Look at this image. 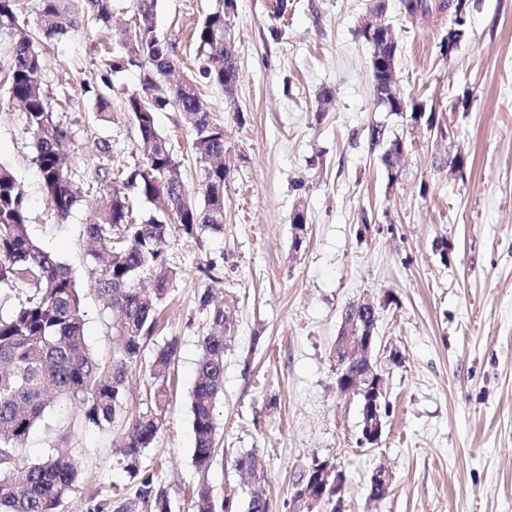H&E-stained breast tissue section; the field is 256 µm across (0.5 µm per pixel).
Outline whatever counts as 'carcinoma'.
Here are the masks:
<instances>
[{
  "label": "carcinoma",
  "mask_w": 512,
  "mask_h": 512,
  "mask_svg": "<svg viewBox=\"0 0 512 512\" xmlns=\"http://www.w3.org/2000/svg\"><path fill=\"white\" fill-rule=\"evenodd\" d=\"M21 0H0V34L20 28ZM91 16L103 23L112 19V0H86ZM156 0H139L134 34L116 32L120 51L105 60L117 72L129 67L143 70L142 89L128 96L125 110L135 120L147 148L143 165L125 171L110 167L90 174L68 148V132L57 120L41 82L45 58L41 42L78 27L69 0H39L35 29L11 43L4 82L9 98L20 103L27 128L36 142V165L42 187L61 220L85 199L97 201L96 221L83 231L85 253L100 262L96 294L109 309L120 313V327L112 337V359L94 355L85 340V310L72 269L35 244L29 233L30 213L12 171L0 165V299L16 300L11 312L0 314V512H58L64 499L76 492L77 458L82 449L62 440L37 463L21 460L18 449L46 409L59 398L82 404L88 427L120 430L115 448L118 461L136 480L132 497L103 496L95 491L80 497V512H170L167 489L153 471L141 468L140 457L152 447L163 424L165 381L177 340L158 347L150 365L156 387L154 407L130 414L123 400L128 368L136 365L159 325L162 302L177 269L164 250L174 232L187 238L224 229V183L230 167L220 159L224 127L207 111L198 91L214 84L232 93L238 75L228 11L206 16L193 37L201 57L197 72L176 82L160 80L175 68L176 46L157 32ZM477 7L473 0H399L409 18L451 10L448 35H461L467 16ZM357 38L370 45L375 98L394 109L390 82L394 80L397 35L379 40L358 28ZM170 108L180 112L192 133V149L203 164L204 202L199 204L184 189L180 164L168 139L158 133L155 116ZM402 138L373 124L368 131L371 151H380L385 170H401L396 151ZM148 205L146 219L134 215L126 190ZM177 220H170V213ZM292 247L306 242L307 216L297 206L292 218ZM153 277V288L138 286L143 275ZM208 315V330L200 338L201 356L192 391L194 460L200 471L210 468L218 452L215 405L224 394V349L230 333L224 303L211 289L199 296Z\"/></svg>",
  "instance_id": "cac0c4a2"
}]
</instances>
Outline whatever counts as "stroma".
I'll return each mask as SVG.
<instances>
[{
	"label": "stroma",
	"instance_id": "1",
	"mask_svg": "<svg viewBox=\"0 0 512 512\" xmlns=\"http://www.w3.org/2000/svg\"><path fill=\"white\" fill-rule=\"evenodd\" d=\"M273 0H236L228 18L239 81L233 94L203 85L224 127L230 176L224 231L201 239L171 235L164 245L180 269L167 297L157 343L176 339L165 424L141 466L167 488L171 512H194L200 485L215 505L233 498L246 512L251 483L235 468L252 451L269 512H288L293 484L314 458L346 475L344 512H512V0H480L458 49L439 51L450 14L409 21L388 0L384 20L399 39L397 90L435 113L445 128L408 132L404 118L374 98L371 49L354 31L372 0H293L284 21ZM110 24L71 0L79 25L48 39L43 88L88 169L143 164L137 128L124 110L143 72L108 71L101 50L130 26L138 0H119ZM224 0H157L158 25L177 46L182 72L195 66L192 30ZM280 35H273V27ZM331 104L320 106L322 89ZM103 93L112 110L95 112ZM382 123L410 134L396 184L367 141ZM157 128L181 163L188 192L202 198L203 170L177 112ZM112 150L103 154L98 140ZM467 159L464 176L448 160ZM34 137L0 85V164L21 183L33 240L68 264L87 312L85 336L112 354L115 317L93 289L96 261L83 248L91 203L59 220L42 188ZM307 213L308 236L292 249L290 216ZM381 232L362 237V219ZM216 261L217 284L233 324L224 352V394L215 408L220 448L207 472L194 463L192 389L207 315L199 267ZM377 302L378 364L391 414L377 445H360L361 402L336 390L331 349L344 309ZM83 450L78 483L105 495H133L113 453L116 429L85 426L79 403L49 407L20 450L43 460L60 440ZM385 465L394 483L380 502L368 477Z\"/></svg>",
	"mask_w": 512,
	"mask_h": 512
}]
</instances>
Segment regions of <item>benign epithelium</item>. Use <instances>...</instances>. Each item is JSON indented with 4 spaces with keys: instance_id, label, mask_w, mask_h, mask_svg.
<instances>
[{
    "instance_id": "benign-epithelium-1",
    "label": "benign epithelium",
    "mask_w": 512,
    "mask_h": 512,
    "mask_svg": "<svg viewBox=\"0 0 512 512\" xmlns=\"http://www.w3.org/2000/svg\"><path fill=\"white\" fill-rule=\"evenodd\" d=\"M369 315V320L357 322L345 320L334 343L331 359L336 370L337 389L342 394L360 398L362 404L361 434L364 442L380 441L388 417L385 410L387 381L378 367L376 336L379 312L371 299H362L353 304ZM360 366L358 373L349 372L351 365ZM393 474L383 466L376 467L370 475V487L382 496H387L393 484ZM345 474L328 460L306 467L294 484L289 512H312V509L328 501L331 492L341 494L345 485ZM306 510H301V507Z\"/></svg>"
}]
</instances>
